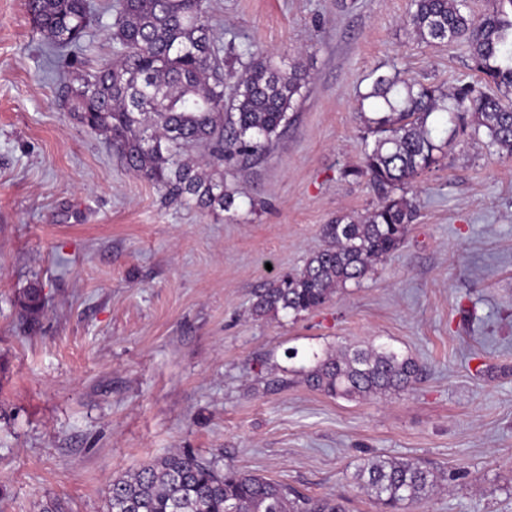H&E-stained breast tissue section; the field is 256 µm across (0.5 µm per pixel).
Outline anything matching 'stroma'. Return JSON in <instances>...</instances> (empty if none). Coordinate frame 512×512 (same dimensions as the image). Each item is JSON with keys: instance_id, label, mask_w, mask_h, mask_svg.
<instances>
[{"instance_id": "obj_1", "label": "stroma", "mask_w": 512, "mask_h": 512, "mask_svg": "<svg viewBox=\"0 0 512 512\" xmlns=\"http://www.w3.org/2000/svg\"><path fill=\"white\" fill-rule=\"evenodd\" d=\"M79 48L52 52L27 0H0V512H105L113 479L188 449L348 512L371 455L434 468L410 512H512V159L458 133L417 179L418 214L361 284L300 315L258 319L254 293L302 266L320 229L378 202L361 163L360 96L398 68L451 88L460 43L419 42L408 0H208L223 42L301 63L279 139L224 166L230 210L166 196L62 104L113 59L111 0ZM42 288L35 320L18 299ZM384 345L421 376L348 401L295 370L340 345ZM298 349L290 360L286 349Z\"/></svg>"}]
</instances>
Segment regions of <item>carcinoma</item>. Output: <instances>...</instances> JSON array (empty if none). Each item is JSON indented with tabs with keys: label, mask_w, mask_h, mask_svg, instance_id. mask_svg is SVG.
<instances>
[{
	"label": "carcinoma",
	"mask_w": 512,
	"mask_h": 512,
	"mask_svg": "<svg viewBox=\"0 0 512 512\" xmlns=\"http://www.w3.org/2000/svg\"><path fill=\"white\" fill-rule=\"evenodd\" d=\"M479 19L466 0H411L405 21L425 44L466 45L478 79L448 90L410 82L396 72L378 77L361 101L375 99L374 117L360 113L374 141L364 142L362 163L348 174L365 177L379 203L361 218L341 216L322 225L323 245L294 273L254 295L257 317L298 315L317 309L349 283L359 284L373 264L401 244L416 212L408 196L433 168L458 129L489 152L512 158V0ZM34 24L59 52L80 43L91 24L87 0H28ZM207 0H113L117 58L64 86V104L80 123L101 131L127 167L172 197L199 207L230 209L224 162L252 157L278 138L288 112L308 82L299 65L279 66L226 46L206 22ZM450 115L446 137L435 140L430 119ZM204 145L201 164L188 154ZM25 317L44 307L41 288L23 290ZM418 364L388 346L349 345L314 355L298 371L310 389L358 400L412 387ZM356 478L382 509L423 505L438 486L433 469L414 458L372 456ZM107 512H347L344 501L310 497L262 475L228 467L193 452L176 451L112 480Z\"/></svg>",
	"instance_id": "1"
}]
</instances>
